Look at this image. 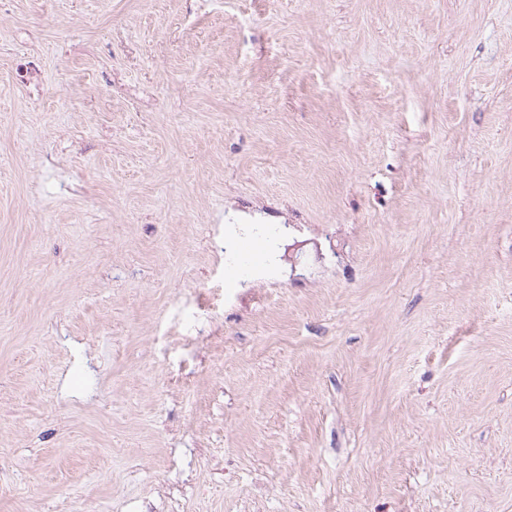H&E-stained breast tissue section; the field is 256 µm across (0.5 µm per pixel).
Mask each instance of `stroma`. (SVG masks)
<instances>
[{
    "instance_id": "1",
    "label": "stroma",
    "mask_w": 512,
    "mask_h": 512,
    "mask_svg": "<svg viewBox=\"0 0 512 512\" xmlns=\"http://www.w3.org/2000/svg\"><path fill=\"white\" fill-rule=\"evenodd\" d=\"M0 512H512V0H0Z\"/></svg>"
}]
</instances>
